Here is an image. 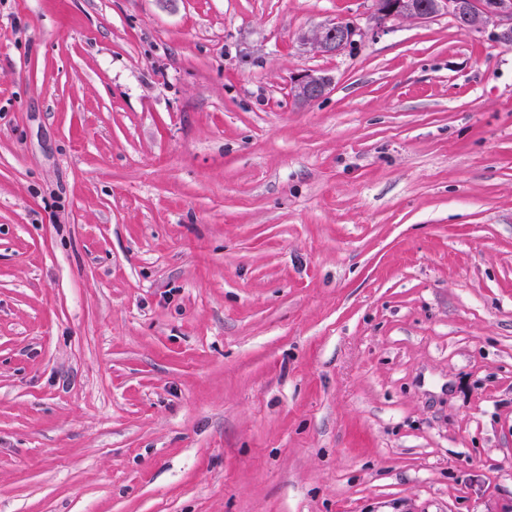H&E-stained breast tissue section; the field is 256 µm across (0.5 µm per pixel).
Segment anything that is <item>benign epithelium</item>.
<instances>
[{"label": "benign epithelium", "instance_id": "7a95c632", "mask_svg": "<svg viewBox=\"0 0 512 512\" xmlns=\"http://www.w3.org/2000/svg\"><path fill=\"white\" fill-rule=\"evenodd\" d=\"M375 10L381 22L393 18L427 20L449 14L465 33L487 31L497 42L512 45V0H375ZM356 31L353 22L338 19L303 37V42L316 52L335 53L350 45ZM327 87L326 78L307 73L296 80L292 93L299 100L314 101Z\"/></svg>", "mask_w": 512, "mask_h": 512}]
</instances>
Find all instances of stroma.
Masks as SVG:
<instances>
[{
  "label": "stroma",
  "mask_w": 512,
  "mask_h": 512,
  "mask_svg": "<svg viewBox=\"0 0 512 512\" xmlns=\"http://www.w3.org/2000/svg\"><path fill=\"white\" fill-rule=\"evenodd\" d=\"M0 512H512V47L0 4ZM356 31L357 27L353 22L346 19H337L316 30L312 36H304L302 41L313 51L335 53L350 45ZM327 87L326 78L307 73L296 80L292 93L299 100L314 101L324 95Z\"/></svg>",
  "instance_id": "1"
}]
</instances>
